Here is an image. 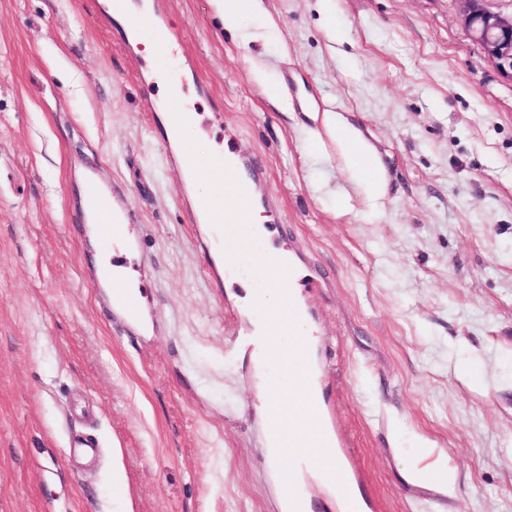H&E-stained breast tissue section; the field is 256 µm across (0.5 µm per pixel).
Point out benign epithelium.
I'll use <instances>...</instances> for the list:
<instances>
[{"instance_id": "benign-epithelium-1", "label": "benign epithelium", "mask_w": 512, "mask_h": 512, "mask_svg": "<svg viewBox=\"0 0 512 512\" xmlns=\"http://www.w3.org/2000/svg\"><path fill=\"white\" fill-rule=\"evenodd\" d=\"M461 24L483 50L486 61L512 81L511 9L495 6V0H457Z\"/></svg>"}]
</instances>
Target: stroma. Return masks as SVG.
Wrapping results in <instances>:
<instances>
[{
  "mask_svg": "<svg viewBox=\"0 0 512 512\" xmlns=\"http://www.w3.org/2000/svg\"><path fill=\"white\" fill-rule=\"evenodd\" d=\"M96 0H0V512H276L239 286L211 287L183 179L145 98L170 85L212 155L256 161L271 240L319 291V378L371 512H512V81L454 0H263L223 34L214 0H166L175 54H147ZM278 31L268 35V20ZM208 95H200V87ZM342 113L386 178L369 205ZM94 167L131 244L82 201ZM138 282L115 321L86 272ZM97 436L103 459L71 453ZM446 489L413 477L424 447ZM310 118L316 124V128L310 130L315 136H318V126L338 134L346 167L364 198L371 203L382 198L386 182L360 130L339 112H310Z\"/></svg>",
  "mask_w": 512,
  "mask_h": 512,
  "instance_id": "obj_1",
  "label": "stroma"
}]
</instances>
